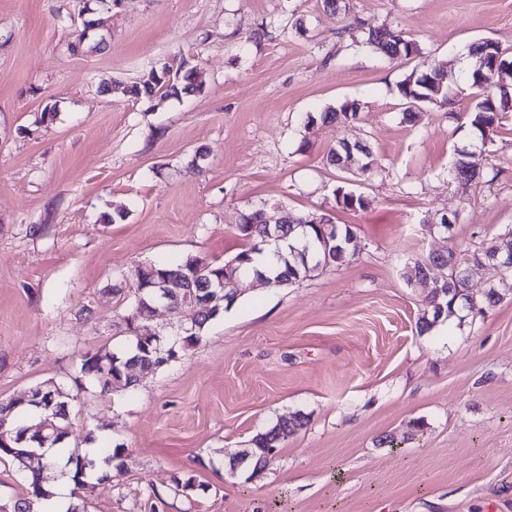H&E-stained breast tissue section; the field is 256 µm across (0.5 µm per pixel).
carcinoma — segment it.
<instances>
[{
	"instance_id": "carcinoma-1",
	"label": "carcinoma",
	"mask_w": 512,
	"mask_h": 512,
	"mask_svg": "<svg viewBox=\"0 0 512 512\" xmlns=\"http://www.w3.org/2000/svg\"><path fill=\"white\" fill-rule=\"evenodd\" d=\"M361 44L390 62L405 63L420 54L418 41L399 29H375L363 31ZM402 49L404 55L395 58L397 49ZM501 50V44L493 40H484L473 43L469 48L472 58H483L487 65H492L495 57ZM184 59H173L158 66L151 67L143 73L132 85L128 86L127 93L135 100L153 101L157 98L178 97L182 94L193 93L201 89L197 84V71L192 68H183ZM471 95L477 98L474 110L469 113L468 121L471 130L480 143L492 141V135L500 126L502 113L508 111V102L505 101L503 91L496 88V83L490 78L478 76L474 71L469 80ZM429 91L425 72H411L397 85V92L403 101L408 96L425 95ZM359 106L353 101H346L339 108H328L321 113L319 119L322 123L349 124L358 117ZM479 165L472 160V156L459 152L453 166L448 171L451 179L471 182L480 175L477 171ZM313 215L303 214L288 219V223L280 227L281 242L289 246L288 252L278 255L279 270L271 277L270 284L280 287L303 279L314 271L312 258L305 255L302 241L308 239L311 246L321 248V236H326L331 245L338 248L332 258V264L341 265L348 260L349 228H336L331 224H313ZM245 224L237 225L239 237L243 240L241 250L236 258L245 260V263L236 266L235 272L244 277L256 267L255 255L262 253L260 245L264 243L265 226L252 212L243 217ZM416 276L430 272L435 268L449 270L447 274L448 288L456 291L466 289L465 269L456 260L453 249L444 253V258L428 257L424 261L413 264ZM160 275L170 282L171 312L191 319L193 331L181 336L176 344V350L185 352L198 345L211 321L216 319L230 304L224 302V291L212 288H203L208 282L214 283L224 278V263L208 261L197 256H190L180 260H167L160 262L138 263L131 270L132 299L128 302L125 314L122 317L125 333L128 335L127 344L118 351H87L79 358V373L89 384L100 389L103 394L127 393L134 390L138 382V375L144 372H154L159 366L153 364L154 344L152 337L134 334V327L148 320L154 312V303L151 300L150 284L154 275ZM453 296L437 295L427 301V307L417 321L419 333L430 331L438 321L435 315V302L447 305L448 318L455 317L450 308ZM50 388L55 391L54 406L60 407L55 414L54 424L45 431L42 440L37 442L45 448H59V456L42 457L34 460L33 448L23 441L26 425L29 418L26 412L13 408V403L0 402V458H8L22 471H28L31 479L27 481V496L14 503L13 512H30L33 499H43L49 496L44 483L50 480L49 473L54 470L58 458L65 460L66 475L74 486L85 489L92 481L99 483L112 479V474L103 472L96 474V451L88 448L80 451L67 446L69 437V413L74 395L62 385L52 384ZM307 424L305 416L295 413L289 417H282L263 432L256 434L251 440L252 474L263 472L270 464L266 449L280 446L279 437L292 435Z\"/></svg>"
}]
</instances>
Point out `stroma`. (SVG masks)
Instances as JSON below:
<instances>
[{
  "label": "stroma",
  "mask_w": 512,
  "mask_h": 512,
  "mask_svg": "<svg viewBox=\"0 0 512 512\" xmlns=\"http://www.w3.org/2000/svg\"><path fill=\"white\" fill-rule=\"evenodd\" d=\"M0 0V399L76 387L88 350L126 342L134 265L224 262L243 214L280 207L350 227L351 256L283 287L241 281L202 341L128 395L77 389L69 442L122 445L126 467L82 490L85 512H144L149 488L193 476L160 512H512V288L473 252L512 230V112L479 162L467 93L403 121L398 83L458 64L480 39L512 56V0ZM101 20L100 49L77 45ZM303 20L306 31L293 24ZM402 29L420 53L387 63L363 29ZM181 56L201 91L125 94ZM358 100L346 130L311 115ZM53 120L43 121L44 108ZM380 167L349 180L326 163L338 137ZM348 185L363 208L336 202ZM445 213L459 221L443 233ZM454 249L471 293L502 298L422 334L426 288L407 264ZM306 416L259 477L230 469L278 418ZM456 155L457 157L455 158L454 164L448 171L449 178L463 182H472L476 178V175H479L478 179H480L482 175L480 165L472 160L475 155L458 152V150ZM477 168L479 169V172L477 171Z\"/></svg>",
  "instance_id": "1"
}]
</instances>
